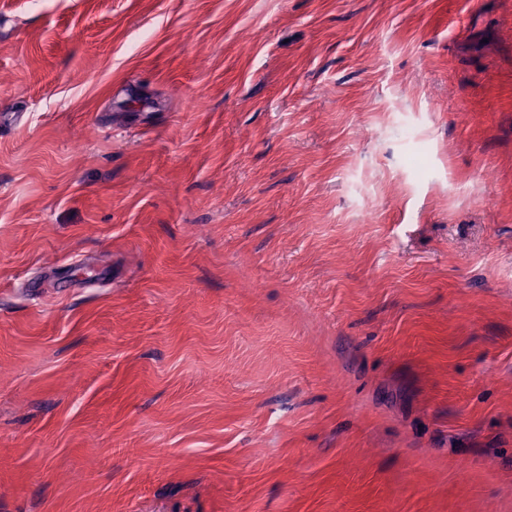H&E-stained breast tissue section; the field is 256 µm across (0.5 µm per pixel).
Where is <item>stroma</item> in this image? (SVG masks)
Here are the masks:
<instances>
[{
	"label": "stroma",
	"mask_w": 512,
	"mask_h": 512,
	"mask_svg": "<svg viewBox=\"0 0 512 512\" xmlns=\"http://www.w3.org/2000/svg\"><path fill=\"white\" fill-rule=\"evenodd\" d=\"M2 112L0 512H512V0H0Z\"/></svg>",
	"instance_id": "1"
}]
</instances>
